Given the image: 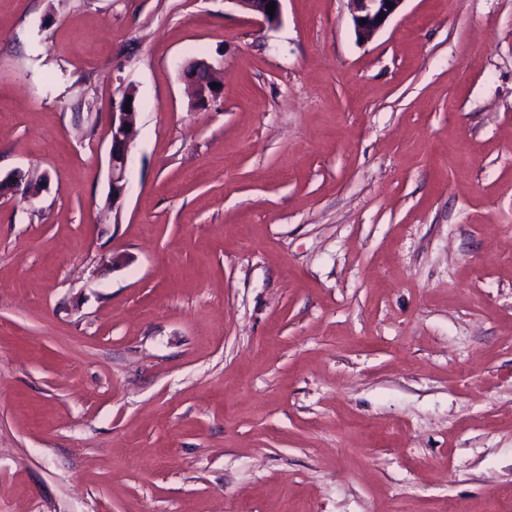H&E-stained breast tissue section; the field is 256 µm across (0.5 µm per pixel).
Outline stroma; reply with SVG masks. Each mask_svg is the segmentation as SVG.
<instances>
[{
	"mask_svg": "<svg viewBox=\"0 0 512 512\" xmlns=\"http://www.w3.org/2000/svg\"><path fill=\"white\" fill-rule=\"evenodd\" d=\"M17 169L0 512H512V0H0ZM284 0H229L230 3L238 6L245 13L251 16V19L261 26L276 27L282 19V2ZM270 2H275L274 16L270 17L267 13V6ZM353 23L360 37H370L380 31L399 13L405 0H347ZM366 19L367 23H362ZM182 76L191 89L197 106H205L221 95V87L211 65L206 60L189 61L183 68ZM213 83L218 84V87H212ZM131 98L130 110L125 105ZM112 111L111 141L109 150L110 195L112 210L118 205L126 189V176L131 160V150L137 135L139 104L135 92L128 89ZM129 125V129H126Z\"/></svg>",
	"mask_w": 512,
	"mask_h": 512,
	"instance_id": "obj_1",
	"label": "stroma"
}]
</instances>
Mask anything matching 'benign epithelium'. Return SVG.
Masks as SVG:
<instances>
[{"label":"benign epithelium","instance_id":"benign-epithelium-1","mask_svg":"<svg viewBox=\"0 0 512 512\" xmlns=\"http://www.w3.org/2000/svg\"><path fill=\"white\" fill-rule=\"evenodd\" d=\"M275 2L274 14L267 13V6ZM251 16L256 23L276 27L282 19L283 0H227ZM405 0H348L357 34L370 37L380 31L399 13ZM182 76L192 91L195 104L204 106L219 98L221 87L213 86L216 78L211 65L204 59L188 62ZM130 109H125V105ZM139 104L135 92H124L112 112L111 141L109 150L110 195L108 203L117 206L126 189V176L131 160V150L137 135Z\"/></svg>","mask_w":512,"mask_h":512}]
</instances>
